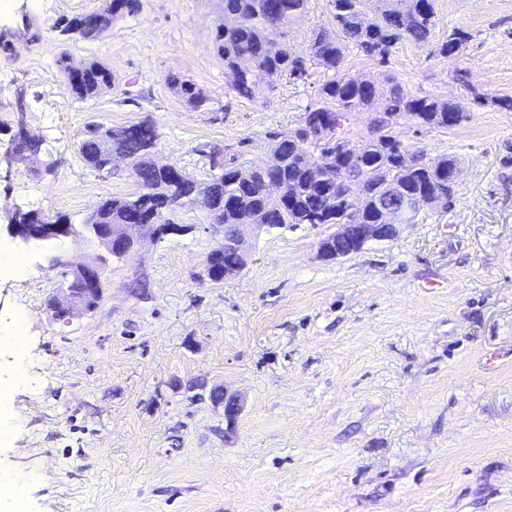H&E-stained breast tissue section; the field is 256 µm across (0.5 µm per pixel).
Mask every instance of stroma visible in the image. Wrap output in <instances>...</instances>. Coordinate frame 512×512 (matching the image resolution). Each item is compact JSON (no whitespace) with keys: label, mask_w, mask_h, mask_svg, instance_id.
Returning a JSON list of instances; mask_svg holds the SVG:
<instances>
[{"label":"stroma","mask_w":512,"mask_h":512,"mask_svg":"<svg viewBox=\"0 0 512 512\" xmlns=\"http://www.w3.org/2000/svg\"><path fill=\"white\" fill-rule=\"evenodd\" d=\"M141 4L93 41L67 25L105 0L0 7V242L28 264L27 277L0 278V382L28 374L13 389L0 484L20 489L27 512H512V112L477 105L448 132L399 117L405 144L456 157L459 174L452 204L393 239L327 260L317 246L335 225L266 227L246 267L216 284L204 262L223 239L196 203L172 216L191 233L109 260L97 308L55 318L63 264L100 247L82 233L27 243L11 224L79 225L101 199L138 190L125 160L106 174L81 159L88 122L150 121L157 158L205 183L204 146L267 156L327 78L314 62L301 80L260 73L254 98H237L214 48L218 0ZM434 4L432 44L401 42L382 60L351 47L345 70L416 97L512 96V0ZM333 26L328 0H308L277 40L301 55ZM457 28L470 35L463 52L435 54ZM63 55L104 62L111 89L78 100ZM172 75L204 105H186ZM21 120L38 149L20 158ZM214 391L237 399L235 417ZM168 83L192 108L197 109L205 103L203 93L191 82L181 80L178 76H169Z\"/></svg>","instance_id":"1"}]
</instances>
